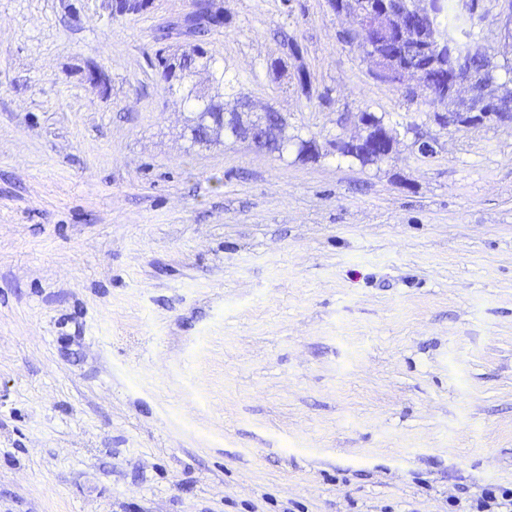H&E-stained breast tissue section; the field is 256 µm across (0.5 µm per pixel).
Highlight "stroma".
<instances>
[{"label": "stroma", "mask_w": 512, "mask_h": 512, "mask_svg": "<svg viewBox=\"0 0 512 512\" xmlns=\"http://www.w3.org/2000/svg\"><path fill=\"white\" fill-rule=\"evenodd\" d=\"M223 5L225 103L394 151L191 145L156 54L192 0H0V512H476L512 487V127L440 128L327 0ZM363 112L357 113V114H350L348 112L343 113L340 118L338 119L339 126L347 125V124H353L360 128L361 134L356 138H349L346 139L344 137H341L339 135H336V140L331 142V146L336 150V154L342 155L344 157H349L350 151H354L359 147L365 146L366 144H371L373 139L381 138L389 141V151L379 155V160H374L372 158H369L367 156H362L359 158H354L355 160L359 161L363 165L367 164H374L379 162L380 160L386 159L392 152L393 146H394V138L390 134L389 129L386 127L384 121V130L383 134H377L375 132V129L369 125L366 121H361L360 116Z\"/></svg>", "instance_id": "obj_1"}]
</instances>
